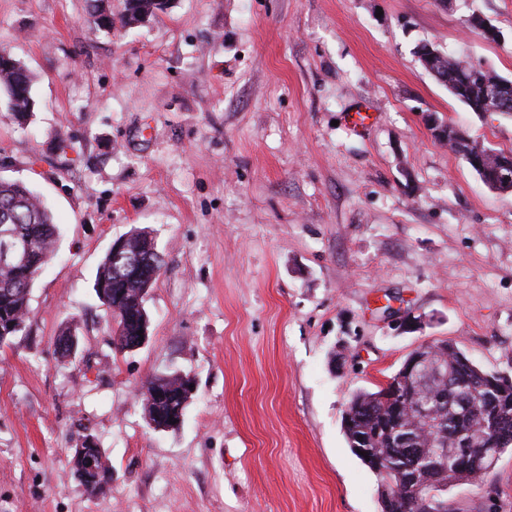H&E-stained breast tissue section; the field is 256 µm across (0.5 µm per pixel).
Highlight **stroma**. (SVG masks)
Returning <instances> with one entry per match:
<instances>
[{"mask_svg":"<svg viewBox=\"0 0 512 512\" xmlns=\"http://www.w3.org/2000/svg\"><path fill=\"white\" fill-rule=\"evenodd\" d=\"M425 42L512 80V0H172L108 32L85 0H0L35 98L24 130L0 101V177L59 229L29 333L0 347V512H380L350 397L425 342L512 374V194L429 127L507 151L512 117L451 95ZM135 228L165 265L127 353L94 284ZM174 369L195 390L158 432L143 386ZM89 435L112 467L95 493L71 464ZM439 498L512 512V447Z\"/></svg>","mask_w":512,"mask_h":512,"instance_id":"stroma-1","label":"stroma"}]
</instances>
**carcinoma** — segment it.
I'll use <instances>...</instances> for the list:
<instances>
[{
  "mask_svg": "<svg viewBox=\"0 0 512 512\" xmlns=\"http://www.w3.org/2000/svg\"><path fill=\"white\" fill-rule=\"evenodd\" d=\"M169 3L170 0H123L120 22L126 28L144 25ZM87 7L98 29H112V12L106 9L103 0H87ZM431 54L435 57L433 76L455 98L477 114L489 111L488 90L501 79L499 74L492 69L477 73L464 56L444 53L432 44L421 46L420 58ZM0 96L6 99L18 127H25L34 109L32 77L19 60L4 51L0 52ZM449 144L483 182L504 157L502 151L479 145L461 126H453ZM5 231L28 242L31 269L0 267V347L28 334L29 296L33 288L30 281L32 275L52 260L57 236L56 224L45 203L24 182L0 178V233ZM131 235L134 246L120 253L107 252L95 282L96 294L115 323L112 344L125 352L139 338L135 317L146 312V297L158 280L163 264L160 252L152 251L149 232L134 230ZM419 370L414 396L433 422L429 434L421 431L398 407L397 401L384 397L383 387L376 392L353 394L349 416L343 420L349 446L361 447L363 455L359 459L377 477L382 512H415L410 498L426 499L436 488L448 486V473L465 468L466 480L476 482L489 468L484 462L485 444L477 440L466 459L451 452L440 455L433 469L420 475L419 491L400 490L403 477L414 473L419 460L433 455L439 447H454L456 441L479 427L484 419L485 405L480 400L467 416H459L451 386L462 382L474 392L489 385V379L494 377V373L469 358L457 357L452 361L445 358V352L439 348ZM191 397L192 389L183 374L175 372L153 378L145 385L146 418H158L172 427L174 421L183 417ZM99 457L96 470L87 472L86 489L91 492L101 491L110 484L106 475L112 472V467L104 461V453H99Z\"/></svg>",
  "mask_w": 512,
  "mask_h": 512,
  "instance_id": "cac0c4a2",
  "label": "carcinoma"
}]
</instances>
